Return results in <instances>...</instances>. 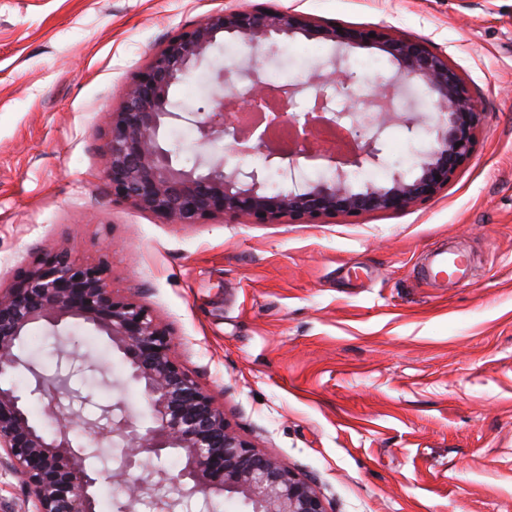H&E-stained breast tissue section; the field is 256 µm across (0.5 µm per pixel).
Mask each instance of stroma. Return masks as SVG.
<instances>
[{"label":"stroma","mask_w":512,"mask_h":512,"mask_svg":"<svg viewBox=\"0 0 512 512\" xmlns=\"http://www.w3.org/2000/svg\"><path fill=\"white\" fill-rule=\"evenodd\" d=\"M237 4L420 39L484 112L470 158L410 209L314 224H169L115 201L105 113L168 38ZM239 47L220 39L172 101L203 105ZM197 138L186 122L162 132L179 167L259 162ZM433 139L388 127L372 183L415 177ZM448 247L470 276L438 287L424 270ZM59 248L106 259L230 427L326 512H512V0H0V286ZM81 352L108 372L73 376L85 415L121 403L149 427L121 354L93 335Z\"/></svg>","instance_id":"stroma-1"}]
</instances>
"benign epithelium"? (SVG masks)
<instances>
[{"label":"benign epithelium","mask_w":512,"mask_h":512,"mask_svg":"<svg viewBox=\"0 0 512 512\" xmlns=\"http://www.w3.org/2000/svg\"><path fill=\"white\" fill-rule=\"evenodd\" d=\"M295 34L318 35L339 47L372 42L390 56L398 72L366 98L355 91L357 74L334 61L331 69L313 76L307 85L314 90V104L304 114L300 138L288 149H276L259 127L243 131L239 120L276 93L282 94L275 108L278 121L295 120L288 112L299 88L274 89L262 78V49L278 37ZM225 35L251 49L246 90H240L237 73L222 70L216 81L226 93L212 97L195 112L178 111L170 99L171 89ZM409 78L419 80L437 106L435 139L419 159L420 174L408 180L395 172L388 186L370 183L356 191L350 173L384 163L383 131L400 124L413 134L421 124L418 115L394 107ZM329 89L347 96L355 109L370 112L368 125L358 124L353 113L330 111ZM482 116L448 59L421 41L400 37L389 28L373 37L367 32L344 34L334 26L314 25L283 7L235 6L214 10L170 37L133 78L122 106L104 117L103 175L112 197L169 224H202L216 217L249 224H278L285 218L314 224L325 215L403 210L434 197L471 154ZM346 117L352 118L347 132L355 148L338 156L319 131ZM179 121L196 128L201 144L228 134L232 153L263 154L267 168H275L290 185L271 193L265 171H245L222 159L209 158L190 170L176 167L161 134ZM301 158L333 170L331 178L297 180ZM107 275L106 259L86 262L62 249L24 271L11 287L0 289V467L24 477L32 512H97L102 472L87 460L90 449L116 442L123 444L126 472L142 467L143 457L159 459L168 449L185 458L172 483L162 471L149 469L134 484L123 486V512H137L144 497L152 499L156 512H177L184 500L198 493L208 502L213 495L237 494L252 505V512H326L308 481L256 452L231 429L224 409L176 360L167 326L146 306L116 295ZM72 323L105 337L123 355L130 367L129 380L143 385L152 420L145 432L118 403L100 407L94 419L84 415L91 396L73 389L70 379L77 372L97 371L95 364L63 350L59 364L64 370L49 377L18 353L33 325L41 324L59 336ZM20 370L33 379L27 395L7 383ZM30 395L43 402L52 430L30 417Z\"/></svg>","instance_id":"benign-epithelium-1"}]
</instances>
